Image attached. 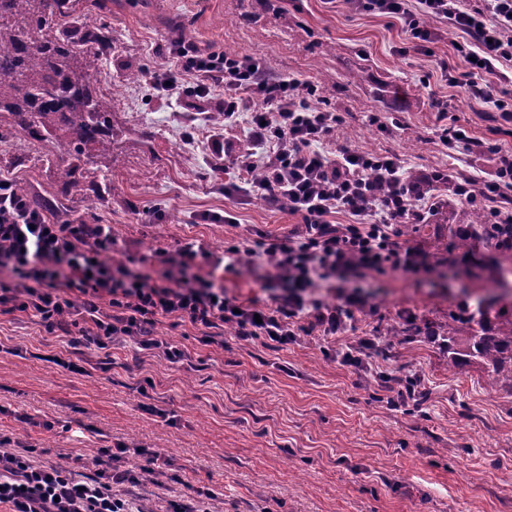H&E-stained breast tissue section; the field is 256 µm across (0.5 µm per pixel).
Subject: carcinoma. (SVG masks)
Here are the masks:
<instances>
[{
	"mask_svg": "<svg viewBox=\"0 0 512 512\" xmlns=\"http://www.w3.org/2000/svg\"><path fill=\"white\" fill-rule=\"evenodd\" d=\"M76 6L77 0H0V115L10 117L14 134L51 143L64 193L78 187L88 169L102 170L117 142L112 96L98 88L112 29L103 21L60 27ZM459 207L466 223L448 225L442 260L469 275L467 262L477 245L486 244L493 252L484 294H495L512 269V222L487 223L477 203L461 201ZM496 303L478 305L463 327L448 315L439 338L446 341L449 365H474L490 387L512 391V308L497 309Z\"/></svg>",
	"mask_w": 512,
	"mask_h": 512,
	"instance_id": "1",
	"label": "carcinoma"
}]
</instances>
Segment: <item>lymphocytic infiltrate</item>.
Returning <instances> with one entry per match:
<instances>
[{"label": "lymphocytic infiltrate", "mask_w": 512, "mask_h": 512, "mask_svg": "<svg viewBox=\"0 0 512 512\" xmlns=\"http://www.w3.org/2000/svg\"><path fill=\"white\" fill-rule=\"evenodd\" d=\"M350 3L398 20L419 44L432 42L437 25H450L460 34L454 49L464 67L449 68V85L462 88L466 100L494 102L499 120L512 124V95L499 91L512 64V0ZM169 53L171 65L147 72V90L216 99L225 127L243 134L234 150L218 135L209 138L213 171L228 165L237 171L226 192L259 198L301 218L281 240L228 242L225 258L233 266L272 271L293 288L275 296L269 307L254 300L242 304L216 282L219 261L204 272L189 243L163 254L156 277L129 261H106L113 244L110 225L51 220L46 211L31 208L15 181L1 176L0 312L22 313L47 334L66 338L73 357L63 367L70 372L85 373V348L129 341L170 362L183 361L186 351L156 330L162 317L177 327L190 323L203 345L217 343L229 325L239 340L285 346L295 341L305 315L323 336L345 332L367 306L358 283L426 268L427 255L402 240L401 228L447 210V200L427 203L432 187L450 184L455 197L485 200L490 214L512 218L511 154L499 157L490 181L439 170L414 178L391 153L343 147L328 155L320 146L333 137L340 118L312 105L316 86L270 73L262 59L204 52L182 39ZM337 214L348 216V223H332ZM330 283L336 286L333 307L319 298ZM125 453L122 445L98 449L99 468L88 476L67 463L39 466L29 455L0 448V506L8 512H143L140 480L124 466Z\"/></svg>", "instance_id": "lymphocytic-infiltrate-1"}]
</instances>
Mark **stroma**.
<instances>
[{"label": "stroma", "mask_w": 512, "mask_h": 512, "mask_svg": "<svg viewBox=\"0 0 512 512\" xmlns=\"http://www.w3.org/2000/svg\"><path fill=\"white\" fill-rule=\"evenodd\" d=\"M84 22L107 17L112 52L100 76L112 93L113 124L125 140L108 174L88 173L60 194L49 144L14 137L0 148V174L62 200L75 215L110 224L113 259L133 258L158 274L160 252L191 242L222 255L233 239L280 240L300 224L287 210L227 194L224 173L208 166L206 140L183 143L190 119L183 102L146 93L127 71H149L181 36L204 50L262 59L269 69L323 87L322 103L341 122L327 150L389 152L422 176L463 169L494 179L512 132L493 104L461 103L441 62L456 64L454 32L416 49L392 19L351 10L347 0H84ZM447 101L439 115L433 99ZM465 127L482 151L441 145L442 124ZM229 214L232 223L208 222ZM455 211L409 236L430 270L389 272L364 283L371 295L347 337L375 335L407 317L441 327L474 307L478 279H451L438 251ZM227 295L266 305L276 290L262 273L215 270ZM158 330L187 350L173 364L126 344L110 356L87 353L86 374L58 367L66 347L19 315L0 313V438L52 465L125 445L161 452L157 482L139 491L154 512H167L184 484L213 496V512H512V394L487 387L477 367H452L432 344H393L375 355L376 370L419 374L430 388L419 406L391 407L375 380L340 364L334 340L305 332L275 348L225 333L209 346L191 326ZM34 424L22 423V416Z\"/></svg>", "instance_id": "1"}]
</instances>
